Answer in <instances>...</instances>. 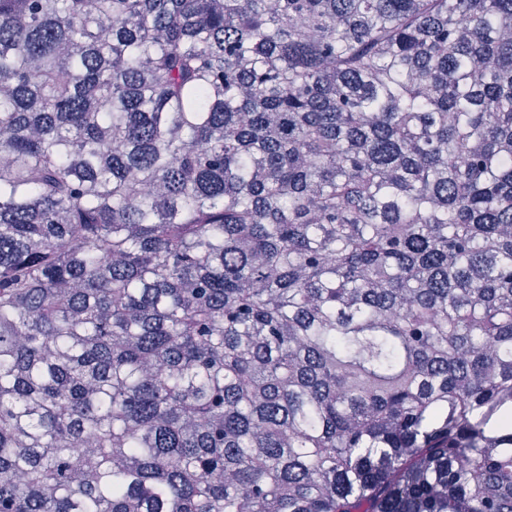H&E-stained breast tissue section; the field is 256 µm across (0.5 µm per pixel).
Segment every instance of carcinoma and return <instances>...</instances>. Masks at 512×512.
I'll list each match as a JSON object with an SVG mask.
<instances>
[{
    "instance_id": "obj_1",
    "label": "carcinoma",
    "mask_w": 512,
    "mask_h": 512,
    "mask_svg": "<svg viewBox=\"0 0 512 512\" xmlns=\"http://www.w3.org/2000/svg\"><path fill=\"white\" fill-rule=\"evenodd\" d=\"M0 512H512V0H0Z\"/></svg>"
}]
</instances>
